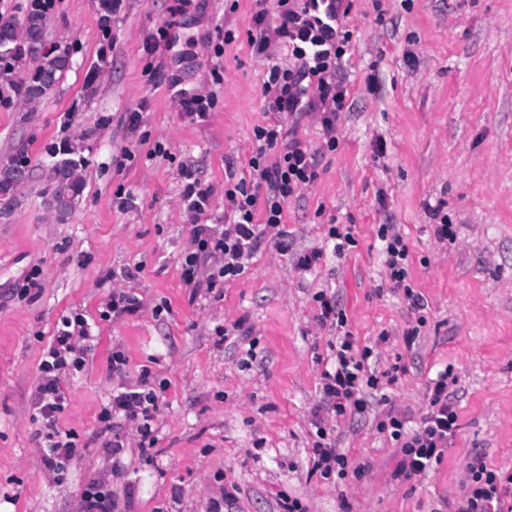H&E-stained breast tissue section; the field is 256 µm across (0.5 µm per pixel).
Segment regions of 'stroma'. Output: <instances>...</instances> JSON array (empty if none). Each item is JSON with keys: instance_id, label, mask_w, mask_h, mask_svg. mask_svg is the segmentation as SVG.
<instances>
[{"instance_id": "1", "label": "stroma", "mask_w": 512, "mask_h": 512, "mask_svg": "<svg viewBox=\"0 0 512 512\" xmlns=\"http://www.w3.org/2000/svg\"><path fill=\"white\" fill-rule=\"evenodd\" d=\"M348 2L336 148L324 149L316 114L302 115L297 137L321 155L317 179L283 206L287 250L265 240L245 274L210 292L181 279L192 247L182 170L211 187L207 216L223 223L226 162L248 173L254 127L278 119L263 83L269 65L289 64L288 50L260 54L250 39L260 9L275 22L272 0H191L183 13L177 0H54L46 35L69 53L63 78L34 102L14 90L30 63L14 64L12 87L0 84V170L16 158L27 170L0 196V512H80L83 490L100 482L115 512H206L233 484L223 512H279L284 494L308 512H456L469 462L512 472V0ZM165 24L167 40L152 41ZM197 94L216 99L202 121L179 105ZM132 112L142 115L134 129ZM64 145L84 187L62 212L47 171ZM437 206L455 241L435 239ZM333 224L355 229L346 255L328 241ZM383 224L406 239L424 311L386 283ZM315 249L316 267L298 270ZM32 272L40 292L17 297ZM116 288L134 289L144 307L101 319ZM321 290L335 293L377 371L405 367L387 401L369 398L334 424L348 457L341 479L314 472L309 456L333 339L316 320ZM76 313L97 339L83 371L62 381L57 426L75 432L82 454L57 480L40 466L32 401L56 324ZM237 320L258 340L246 369L241 345L215 344V326ZM115 351L127 359L119 375ZM444 368L457 378V434L429 473L396 477L400 450L377 424L391 406L417 424ZM145 369L168 384L157 442L142 453L123 424L116 475L99 417L113 389Z\"/></svg>"}]
</instances>
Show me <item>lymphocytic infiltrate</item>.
<instances>
[{"label": "lymphocytic infiltrate", "instance_id": "1", "mask_svg": "<svg viewBox=\"0 0 512 512\" xmlns=\"http://www.w3.org/2000/svg\"><path fill=\"white\" fill-rule=\"evenodd\" d=\"M317 0H276L279 8L276 23H268L266 12L254 17L257 48L267 51L271 45L287 47L300 61L299 69L278 64L268 69L264 96L268 111L295 114L299 106L319 113V121L327 147L336 145V129L340 112L345 107L347 90L336 82L334 74L350 42V32L343 25L323 28L313 13ZM315 84V100H306L308 84ZM254 151L249 159V178H237L234 167L225 170L224 197L232 219L227 224H205L201 218L209 210L210 188L204 187L191 170H184L186 180L182 199L198 223L193 227V247L184 255L182 279L185 284L214 290L240 277L266 236L284 242L288 233L282 227L283 205L303 187L318 177L317 155L300 141L288 138L281 123L258 125L253 129ZM276 158H269V151ZM378 236L385 244L388 284L401 290L411 307L424 303L408 281L409 249L397 225L384 224ZM318 304L317 319L334 329L331 345L334 360L320 377V399L312 411L314 441L311 448L313 468L323 478L344 475L348 458L330 438V419L354 416L367 408L366 390L393 385L403 366L393 363L382 373L370 368L374 353L371 347H358L348 329L345 311L335 295L324 291L314 296ZM95 336L88 320L81 314L63 318L56 327L39 363V383L35 388L33 412L46 428L40 434V462L44 471L58 475L67 470L77 455L75 435L60 431L59 415L66 397L61 389L64 377L81 372L86 354ZM457 382L447 370L430 379L426 407L415 429H407V419L396 410H388L377 428L397 442L402 459L398 475L410 479L427 474L441 462L458 428V413L450 388ZM161 392L154 388L149 372L139 380L118 387L112 394L101 421L122 419L135 426L141 451H149L156 443L152 422L160 409ZM512 494V473L500 474L480 460L470 463L463 483L458 512H504V499Z\"/></svg>", "mask_w": 512, "mask_h": 512}]
</instances>
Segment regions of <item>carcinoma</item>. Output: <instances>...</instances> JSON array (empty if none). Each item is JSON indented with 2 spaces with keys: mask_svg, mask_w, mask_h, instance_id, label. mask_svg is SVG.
<instances>
[{
  "mask_svg": "<svg viewBox=\"0 0 512 512\" xmlns=\"http://www.w3.org/2000/svg\"><path fill=\"white\" fill-rule=\"evenodd\" d=\"M48 18L46 13L37 6L30 10L22 23L12 21L0 22V62L9 59L27 57L37 63L27 83L17 88V91L29 100L39 98L47 87L58 82L69 67L67 53L47 46L46 29ZM65 158L53 167V178L65 184L67 194L55 197L59 210L65 211L82 191L83 179L79 172V164L68 158L70 150L63 149ZM24 162L20 159L13 161L0 173V194L9 193L16 182V174L23 171Z\"/></svg>",
  "mask_w": 512,
  "mask_h": 512,
  "instance_id": "obj_1",
  "label": "carcinoma"
}]
</instances>
